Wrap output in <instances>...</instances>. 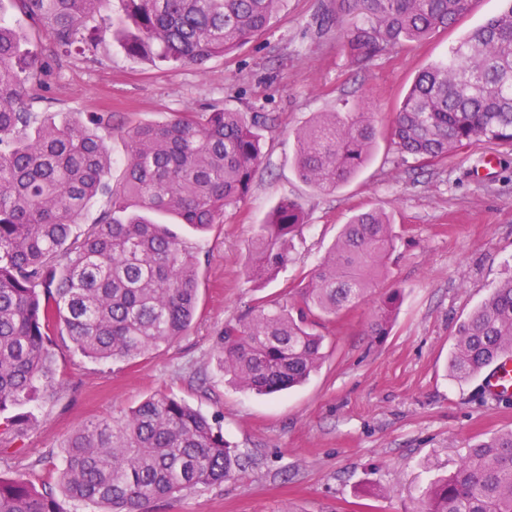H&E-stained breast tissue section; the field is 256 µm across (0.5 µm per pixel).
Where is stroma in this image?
Segmentation results:
<instances>
[{"instance_id": "35a3bbf8", "label": "stroma", "mask_w": 512, "mask_h": 512, "mask_svg": "<svg viewBox=\"0 0 512 512\" xmlns=\"http://www.w3.org/2000/svg\"><path fill=\"white\" fill-rule=\"evenodd\" d=\"M338 0H282L261 35L205 68L153 66L107 45L100 62L74 55L48 79L37 113L112 115L106 143L120 176L122 128L211 105L273 115L249 194L202 235L177 234L200 261L197 313L187 336L132 366L95 362L57 343L55 400L18 436H0V476L56 487L61 450L78 425L158 392L216 418L247 460L235 479L150 504V512H420V492L449 475L467 448L512 429V402L489 397L481 376L458 382L448 360L461 322L512 276V145L476 142L425 168L403 162L390 140L394 113L415 75L443 59L501 0H474L448 30L387 47L358 63ZM365 106L380 132L373 157L333 191L304 183L294 132L319 112ZM307 225L293 259L262 287L247 280L250 243L282 196ZM385 211L400 236L388 277L343 319L328 323L326 359L302 386L262 396L229 383L216 352L225 322L255 299L285 302L357 212ZM399 289L386 335L369 326L379 299Z\"/></svg>"}]
</instances>
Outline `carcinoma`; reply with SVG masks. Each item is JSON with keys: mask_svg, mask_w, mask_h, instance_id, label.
<instances>
[{"mask_svg": "<svg viewBox=\"0 0 512 512\" xmlns=\"http://www.w3.org/2000/svg\"><path fill=\"white\" fill-rule=\"evenodd\" d=\"M46 33L44 55L0 21V428L29 422L57 395L54 337L93 361L133 364L187 334L197 309L193 246L151 215L206 230L245 197L261 163L259 129L270 117L213 108L127 127V160L112 158L100 131L112 113L30 111V90L51 63L77 51L91 60L110 38L129 57L203 68L266 30L282 0H11ZM472 0H340L352 21L347 48L364 62L387 46L421 42L452 27ZM378 131L366 112H322L296 133L299 177L334 191L369 161ZM398 152L418 167L477 141L512 143V0L423 69L391 126ZM109 208L81 218L97 196ZM306 224L282 197L251 241L258 288L292 260ZM397 235L389 216L363 210L343 225L290 305L258 299L224 324L218 353L239 388L273 394L305 382L325 359L319 326L355 307L388 273ZM400 293H385L371 333L383 336ZM512 350V277L460 324L449 369L467 380ZM246 468L220 425L156 393L118 416L79 425L67 438L59 486L101 512H147L154 501L221 484ZM424 512H512V430L469 448L457 469L430 484ZM0 512H64L53 491L0 478Z\"/></svg>", "mask_w": 512, "mask_h": 512, "instance_id": "cac0c4a2", "label": "carcinoma"}]
</instances>
